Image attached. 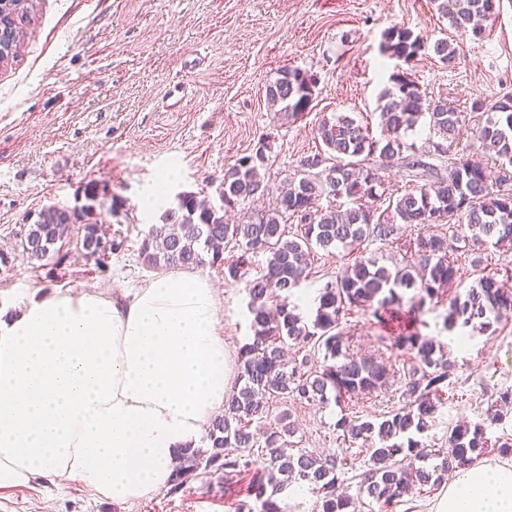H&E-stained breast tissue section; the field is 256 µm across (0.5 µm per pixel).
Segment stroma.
<instances>
[{
  "instance_id": "35a3bbf8",
  "label": "stroma",
  "mask_w": 512,
  "mask_h": 512,
  "mask_svg": "<svg viewBox=\"0 0 512 512\" xmlns=\"http://www.w3.org/2000/svg\"><path fill=\"white\" fill-rule=\"evenodd\" d=\"M393 25L431 43L445 37L460 46L456 69L429 52L413 62L411 73L427 99L466 113L459 145L471 143L487 118L472 111L473 101L512 94V0H500L479 39L450 28L432 0H35L17 58L0 64V253L8 257L0 265V308L59 290L141 287L156 274L143 262L142 239L177 194L217 197L225 170L260 148L266 154L261 173L278 187L304 157L321 150L315 130L324 117L350 116L380 136L378 97L391 73L380 43ZM286 68L316 79L312 108L295 122L267 106L266 88ZM177 82L185 96L173 108L167 92ZM407 140L428 152L442 175L459 147L431 154L433 137L423 122ZM95 183L123 202L118 214L102 215L122 243L106 271L73 246L62 265L31 264L16 245L21 224L43 206L78 205ZM160 189L162 209H141L140 201ZM353 261L343 248L316 251L292 298L299 312L311 316L320 288ZM200 274L219 291L216 332L238 353L251 334L245 288L215 267ZM443 314L440 306L426 313L424 332L448 351L456 384L442 396L424 445L447 449L453 427L479 421L489 439L511 436L512 407L501 422L484 417L500 391L512 389V318L463 339L444 330ZM342 325L350 355L391 365L387 386L341 404L277 397L270 412H290L294 450L336 455L340 490L354 497L359 512H389L359 491L368 441L344 439L336 422L345 415L373 420L402 407L410 359L392 349L370 314L353 310ZM237 503L236 489H225L209 471L180 490L162 489L135 503L95 499L51 475L0 491V512H236Z\"/></svg>"
}]
</instances>
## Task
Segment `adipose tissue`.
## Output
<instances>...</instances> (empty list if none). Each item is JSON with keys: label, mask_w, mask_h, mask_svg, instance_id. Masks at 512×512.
<instances>
[{"label": "adipose tissue", "mask_w": 512, "mask_h": 512, "mask_svg": "<svg viewBox=\"0 0 512 512\" xmlns=\"http://www.w3.org/2000/svg\"><path fill=\"white\" fill-rule=\"evenodd\" d=\"M218 313L205 278L170 272L0 315V490L50 474L126 503L168 486L230 394ZM432 512H512V457L456 473Z\"/></svg>", "instance_id": "obj_1"}]
</instances>
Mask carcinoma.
Listing matches in <instances>:
<instances>
[{
  "mask_svg": "<svg viewBox=\"0 0 512 512\" xmlns=\"http://www.w3.org/2000/svg\"><path fill=\"white\" fill-rule=\"evenodd\" d=\"M436 10L459 32L478 39L481 22L495 15L500 0H433ZM6 25L0 34V60L18 56L21 21L34 11L33 0H0ZM380 50L388 59L411 64L421 53L431 50L448 68L459 64L458 48L445 38L428 44L409 28L391 26L382 34ZM315 78L298 68L284 69L267 86L266 97L277 114L296 121L311 110ZM471 109L489 113L478 132L482 149L494 154L501 170L512 167V95L495 101L476 100ZM381 136L369 133L368 126L346 116L324 118L315 129L325 146L301 161L300 169L277 188H270L257 175L266 160L265 149L240 158L224 172L219 188L222 204L212 206L194 192L181 193L178 206L167 209L162 225L152 227L141 243L148 267L197 269L211 266L224 271V279L244 283L249 297L248 312L252 336L238 352L236 390L215 415L204 438L206 449L188 444L177 457L171 490L187 484L203 469L216 470L231 486L240 476H249L245 499L238 512H285L282 494L292 482L304 483L319 502L320 512H356L351 497L337 492L338 466L331 456L308 452H285L284 436L295 433L293 423L265 432L264 443L256 438L269 413L272 396L304 402L340 403L347 398L368 395L390 379L386 363L357 358L345 351L347 337L340 328L349 311L369 312L380 323L396 312L405 315L408 327L392 337V347L414 357L417 366L404 375L401 396L404 406L383 416L379 422L358 416H344L336 423L342 436L350 440L378 438L370 449L368 470L362 491L372 500L390 506L411 486H438L445 476L471 466L489 447L481 423L458 425L449 435L451 452L441 463L430 465L438 456L422 451L416 436L429 430L445 389L454 384L453 365L444 345L422 333L426 305L446 306L444 329L450 333L466 328L485 331L503 314L512 311V290L488 273L476 286L461 294L457 260L448 254L447 238L430 231L442 221L460 227L461 239L472 245L490 244L512 249V189L494 188L495 176L482 160L462 153L451 161L448 176L418 157L403 156L413 148L405 138L420 120L440 142H454L464 121V113L445 103L426 99L419 84L406 69H395L389 85L379 95ZM404 157L407 170L416 178L435 177L417 185L381 210L377 186L382 184L373 160ZM273 195L271 208L247 223L230 224L227 212L253 198ZM106 187L86 188V203L68 207L50 204L36 213V219L20 226L18 246L27 259L62 265L63 252L70 244L72 228L81 229L85 257L105 271L107 259L120 243L102 228L96 207ZM324 197L347 199L342 209H322ZM298 221L296 231H288V221ZM417 228L409 240L410 258L391 266L381 265L364 253L355 258L336 280L319 292L316 309L309 317L297 312L290 302L295 289L309 275V261L315 249L330 251L339 245L360 248L370 238L393 241L402 226ZM237 249L235 259L226 261L227 246ZM263 254L266 265L260 274L249 277L252 258ZM277 299L275 310L268 308ZM312 345L324 352L323 364L309 366L310 358L288 360L287 342Z\"/></svg>",
  "mask_w": 512,
  "mask_h": 512,
  "instance_id": "cac0c4a2",
  "label": "carcinoma"
}]
</instances>
